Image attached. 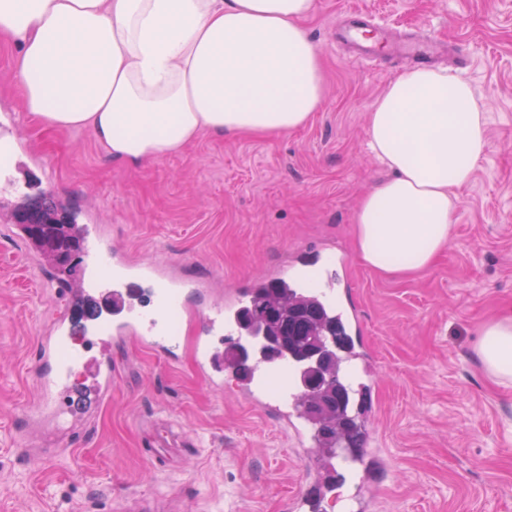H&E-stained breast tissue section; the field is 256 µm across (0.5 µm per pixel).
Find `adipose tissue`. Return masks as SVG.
I'll use <instances>...</instances> for the list:
<instances>
[{
  "instance_id": "obj_1",
  "label": "adipose tissue",
  "mask_w": 512,
  "mask_h": 512,
  "mask_svg": "<svg viewBox=\"0 0 512 512\" xmlns=\"http://www.w3.org/2000/svg\"><path fill=\"white\" fill-rule=\"evenodd\" d=\"M313 0H0L15 89L42 126L91 132L108 161L139 166L201 134L280 135L323 104L320 55L304 19ZM471 83L417 68L367 117V144L390 170L356 210L359 260L410 278L448 246L457 189L486 145ZM486 371L512 384V314L479 331Z\"/></svg>"
}]
</instances>
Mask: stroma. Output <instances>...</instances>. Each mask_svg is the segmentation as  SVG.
I'll use <instances>...</instances> for the list:
<instances>
[{
  "mask_svg": "<svg viewBox=\"0 0 512 512\" xmlns=\"http://www.w3.org/2000/svg\"><path fill=\"white\" fill-rule=\"evenodd\" d=\"M345 10L450 42L487 116L486 152L457 191L450 243L412 278L381 277L355 253L358 202L388 175L367 147L366 114L409 65L384 49L349 60L334 33ZM304 27L326 85L306 126L272 137L205 133L137 169L106 161L89 131H47L25 112L0 36V140L18 143L9 174L19 187L0 192V209L52 195L130 262L200 281L196 310L296 258L342 252L336 291L374 362L366 445L385 462L370 512H512V385L474 352L481 323L512 310V0H314ZM46 273L60 276L18 225L0 223V512H114L121 499L161 512H285L314 458L243 396L234 373L223 391L209 387L185 322L179 361L113 343L111 395L80 398L91 416L62 441L33 438L34 368L62 310L40 286ZM156 424L199 449L166 464L151 458Z\"/></svg>",
  "mask_w": 512,
  "mask_h": 512,
  "instance_id": "1",
  "label": "stroma"
}]
</instances>
